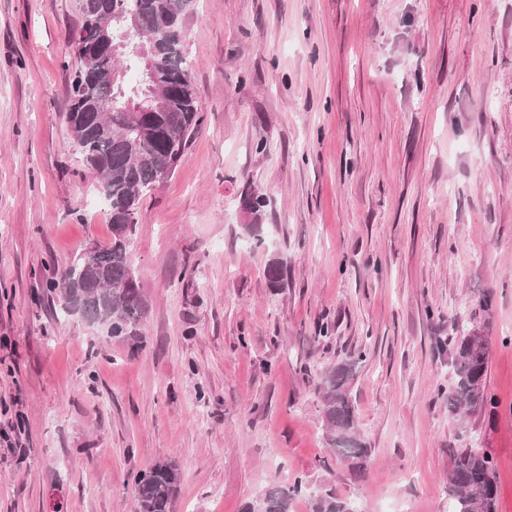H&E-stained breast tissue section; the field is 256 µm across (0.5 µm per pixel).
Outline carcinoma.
Returning <instances> with one entry per match:
<instances>
[{"label":"carcinoma","mask_w":512,"mask_h":512,"mask_svg":"<svg viewBox=\"0 0 512 512\" xmlns=\"http://www.w3.org/2000/svg\"><path fill=\"white\" fill-rule=\"evenodd\" d=\"M194 0H79L82 22L95 20L117 46L116 54L88 56L75 49L78 67L70 88L67 149L80 143L85 170L96 178V191L112 225V242L76 253L61 277L47 283L61 301V316L78 310L111 323L110 335L138 351L147 314L142 289L129 287L135 274L129 249L142 196L163 183V168H176L201 125L190 61L184 43L185 21ZM286 265L274 258L266 268L269 287L280 288ZM490 322L466 335L459 331L450 350L453 383L439 387L448 412L482 413L496 407L486 389ZM363 355L343 360L321 377L327 444L353 473L365 470L372 448L361 439L349 384ZM497 464L475 448H458L451 459L446 487L449 512H496ZM137 512H172L178 472L159 462L140 473ZM296 479L276 485L243 512H292L305 493ZM312 512H351V502L321 489L309 494Z\"/></svg>","instance_id":"cac0c4a2"}]
</instances>
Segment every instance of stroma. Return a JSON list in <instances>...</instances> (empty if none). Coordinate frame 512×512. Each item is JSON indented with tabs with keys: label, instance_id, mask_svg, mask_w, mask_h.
Wrapping results in <instances>:
<instances>
[{
	"label": "stroma",
	"instance_id": "stroma-1",
	"mask_svg": "<svg viewBox=\"0 0 512 512\" xmlns=\"http://www.w3.org/2000/svg\"><path fill=\"white\" fill-rule=\"evenodd\" d=\"M81 23L78 0H0V512H134L163 460L173 512H241L297 477L358 512H448L454 448L492 454L512 512V0H197L203 123L139 202L135 353L45 288L112 240L65 148ZM458 315L492 322L497 402L463 429L438 395ZM358 354L356 478L316 387Z\"/></svg>",
	"mask_w": 512,
	"mask_h": 512
}]
</instances>
